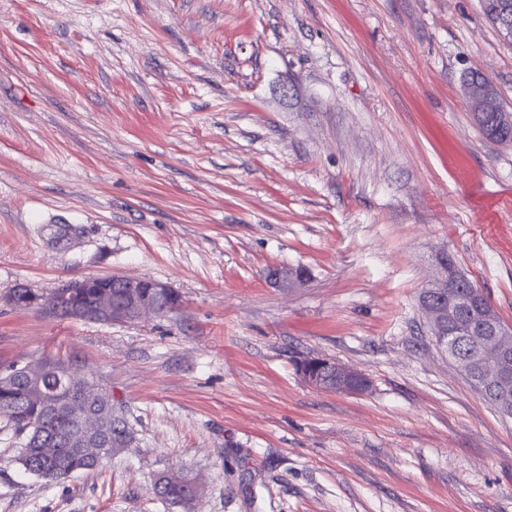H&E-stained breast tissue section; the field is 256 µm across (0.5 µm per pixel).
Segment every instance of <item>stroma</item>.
<instances>
[{
	"label": "stroma",
	"mask_w": 512,
	"mask_h": 512,
	"mask_svg": "<svg viewBox=\"0 0 512 512\" xmlns=\"http://www.w3.org/2000/svg\"><path fill=\"white\" fill-rule=\"evenodd\" d=\"M512 41L480 0H0V365L95 373L136 441L48 482L0 427V512H512V418L434 345L433 250L512 326ZM307 272L270 284V268ZM86 276L180 297L128 324L7 303ZM335 360L361 395L309 386ZM475 78L489 80L478 71L467 73L463 80L468 81L462 84V95L470 112L474 113V117L478 115L477 113L485 112L482 122H475V124L480 132L487 138L488 129H493L496 126V112L487 111L495 110L497 103L491 88L487 84L478 81H469ZM156 490L164 501L189 509L198 497L201 486L195 476L182 472L177 476L171 475L165 483H163V476L160 477L156 484Z\"/></svg>",
	"instance_id": "35a3bbf8"
}]
</instances>
